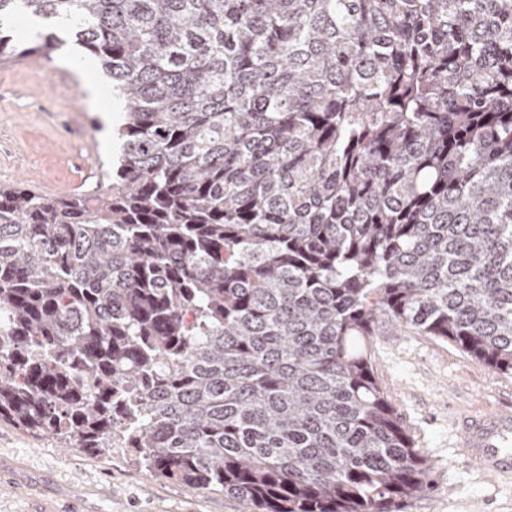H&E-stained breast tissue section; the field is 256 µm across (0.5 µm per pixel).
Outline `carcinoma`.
<instances>
[{
  "mask_svg": "<svg viewBox=\"0 0 512 512\" xmlns=\"http://www.w3.org/2000/svg\"><path fill=\"white\" fill-rule=\"evenodd\" d=\"M123 101L112 184L0 186V421L259 512L430 468L376 324L512 374V0H0ZM0 23V60L46 56Z\"/></svg>",
  "mask_w": 512,
  "mask_h": 512,
  "instance_id": "cac0c4a2",
  "label": "carcinoma"
}]
</instances>
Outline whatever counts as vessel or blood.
Here are the masks:
<instances>
[{"instance_id": "obj_1", "label": "vessel or blood", "mask_w": 512, "mask_h": 512, "mask_svg": "<svg viewBox=\"0 0 512 512\" xmlns=\"http://www.w3.org/2000/svg\"><path fill=\"white\" fill-rule=\"evenodd\" d=\"M462 446L483 474L512 482V408L498 407L464 416Z\"/></svg>"}]
</instances>
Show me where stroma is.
<instances>
[{"label": "stroma", "instance_id": "stroma-1", "mask_svg": "<svg viewBox=\"0 0 512 512\" xmlns=\"http://www.w3.org/2000/svg\"><path fill=\"white\" fill-rule=\"evenodd\" d=\"M64 45L35 65L0 64V185L42 194L105 190V101L89 100ZM93 142L96 157L84 159ZM370 364L415 448L427 457L430 489L399 512H512V484L482 475L454 425L490 404H512V374L468 358L457 346L405 328L380 325ZM0 512H251L223 490L197 489L155 474L127 449L91 456L0 422Z\"/></svg>", "mask_w": 512, "mask_h": 512}]
</instances>
